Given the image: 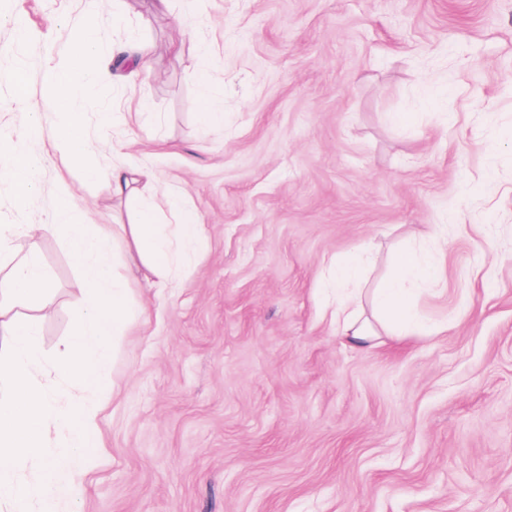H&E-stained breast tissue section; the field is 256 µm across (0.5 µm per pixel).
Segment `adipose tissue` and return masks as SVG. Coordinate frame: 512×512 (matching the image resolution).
I'll return each instance as SVG.
<instances>
[{
  "label": "adipose tissue",
  "mask_w": 512,
  "mask_h": 512,
  "mask_svg": "<svg viewBox=\"0 0 512 512\" xmlns=\"http://www.w3.org/2000/svg\"><path fill=\"white\" fill-rule=\"evenodd\" d=\"M103 56L95 32L89 28H76L70 55L61 61L52 75L58 95L51 111L26 113L24 137L6 142V151L12 159L7 177L14 188L18 209H25L29 199L40 189L41 160L30 152L27 140L40 132L45 121H52L59 128L54 148L61 157L83 165L85 157L94 150L84 104L96 87L113 79L110 64L104 63ZM84 175L115 197L130 195L140 186L152 190L160 186L155 171L147 166L116 163L106 171L86 168ZM163 196L168 209L177 215V223H159L153 200L146 199L140 203L131 226L134 248L137 252L148 253V270L161 278L167 276L182 246H197L203 240V226L185 209L181 195L167 190ZM394 266L393 274L374 288L372 306L388 321L389 336L397 340L412 335L416 323L411 283L421 278L438 277L439 271L427 258L411 251L398 254ZM327 269L339 289L335 320L341 338L352 348L370 350L375 345L376 333L367 321L361 319L351 296L342 292L344 286L364 278L366 257L358 254L346 261L334 258L329 260Z\"/></svg>",
  "instance_id": "ef3b65f1"
}]
</instances>
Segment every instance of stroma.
<instances>
[{
	"label": "stroma",
	"mask_w": 512,
	"mask_h": 512,
	"mask_svg": "<svg viewBox=\"0 0 512 512\" xmlns=\"http://www.w3.org/2000/svg\"><path fill=\"white\" fill-rule=\"evenodd\" d=\"M183 4L0 0V137L19 132L12 72L25 66L26 107L47 111L74 25L105 48L147 40L152 73L100 92L127 123L95 127L91 161L110 167L123 145L205 236L163 286L127 248L134 202L84 181L49 128L28 142L44 163L25 210L0 177L1 221L43 222L65 184L124 257L133 316L92 393L102 446L75 512H512V0ZM203 46L205 89L189 67ZM207 100L223 128L200 122ZM437 234L443 279L415 294L433 335L346 346L327 259L369 247L374 282ZM36 247L55 288L37 339L52 359L82 273L61 236Z\"/></svg>",
	"instance_id": "1"
}]
</instances>
